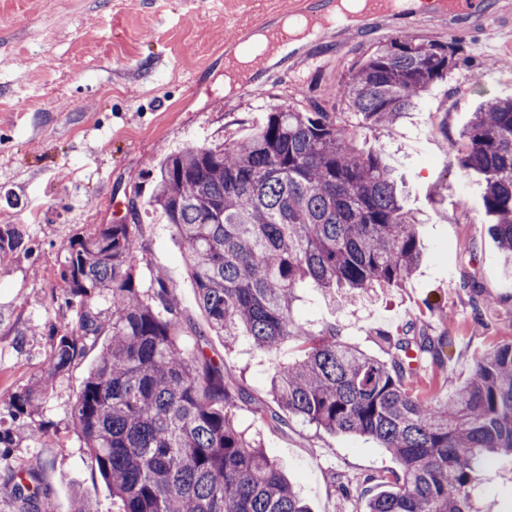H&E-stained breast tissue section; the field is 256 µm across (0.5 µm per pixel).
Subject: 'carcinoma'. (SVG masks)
Masks as SVG:
<instances>
[{
  "instance_id": "obj_1",
  "label": "carcinoma",
  "mask_w": 512,
  "mask_h": 512,
  "mask_svg": "<svg viewBox=\"0 0 512 512\" xmlns=\"http://www.w3.org/2000/svg\"><path fill=\"white\" fill-rule=\"evenodd\" d=\"M459 63L456 40L396 37L357 61L328 97L360 127L386 128ZM448 152L482 175L491 230L512 254V96L482 102ZM150 172L151 202L186 245L209 330L227 349L300 345V357L271 372L272 404L254 413L370 438L390 452L399 470L364 479L366 512H481L477 469L487 457L512 463V341L477 357L443 399L425 364L443 367L449 336L411 324L386 335L381 360L336 324L294 315L306 285L347 300L399 288L418 266L419 225L380 153L360 146L335 111L280 107L248 137L188 145ZM140 224L133 199L127 215L65 248L76 320L53 337L44 375L9 396V415H34L55 379L106 336L70 413L118 512H309L239 425L247 394L225 382L223 359L182 345L181 312L163 280L143 286ZM31 247L25 227L0 225V252ZM28 479L16 486L21 512H47L38 477Z\"/></svg>"
}]
</instances>
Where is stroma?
Returning a JSON list of instances; mask_svg holds the SVG:
<instances>
[{"instance_id": "35a3bbf8", "label": "stroma", "mask_w": 512, "mask_h": 512, "mask_svg": "<svg viewBox=\"0 0 512 512\" xmlns=\"http://www.w3.org/2000/svg\"><path fill=\"white\" fill-rule=\"evenodd\" d=\"M484 9L496 26L493 46L465 29L458 69L434 83L419 108L362 134L405 177L422 243L416 271L403 287L342 308L306 288L295 308L304 320L339 321L346 340L379 358L380 331L409 322L448 331L454 338L444 350L448 394L467 378L476 355L512 339V257L488 230L478 176L462 170L447 149L483 100L512 95V68L485 66L491 58H512V0H484ZM283 14L282 0H0V225H28L36 243L31 254L0 253V426L13 437L8 465L0 467V512H18L14 486L31 471L40 474L54 512H73L78 502L86 512H116L70 416L97 350L55 380L27 424L12 421L4 403L39 380L53 336L74 322L64 300V245L111 223L133 198L142 214L144 279L169 285L187 346L223 358L226 382L246 390L239 420L259 433L311 512H365L364 478L397 470L373 440L296 418L278 426L256 420L254 407L269 401V369L276 359L297 356L298 347L288 343L276 357L246 344L225 349L196 302L183 241L149 205L145 172L152 164L187 145L245 138L274 107L303 110L317 102L353 121L327 92L377 44V31L448 38V21L429 12L413 30L399 19L367 18L306 43L318 64L287 56L257 73L258 91L225 94V37L261 18L276 23ZM471 276L493 298L490 310L470 305L463 282ZM28 424L43 425L38 444L27 440ZM339 474L349 482V497L338 489ZM476 493L485 512H512V466L486 465Z\"/></svg>"}]
</instances>
